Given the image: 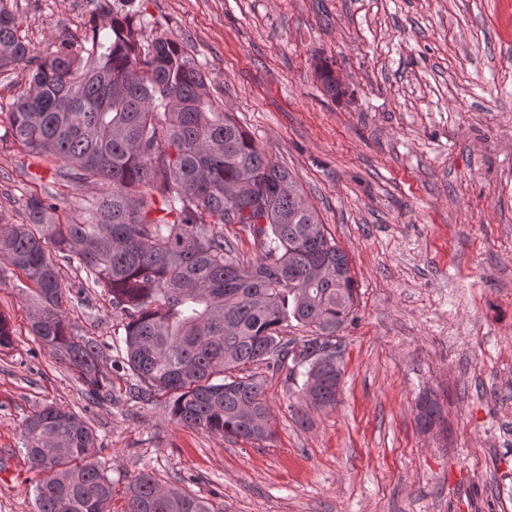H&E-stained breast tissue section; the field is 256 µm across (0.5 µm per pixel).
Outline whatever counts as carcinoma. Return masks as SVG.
I'll return each mask as SVG.
<instances>
[{
  "label": "carcinoma",
  "instance_id": "carcinoma-1",
  "mask_svg": "<svg viewBox=\"0 0 512 512\" xmlns=\"http://www.w3.org/2000/svg\"><path fill=\"white\" fill-rule=\"evenodd\" d=\"M19 17L0 0V70L32 67L29 88L0 104V125L29 154L62 163L65 186L102 184L73 211L56 195L29 191L26 222L0 214V263L31 283L32 333L86 386L88 401L112 395L104 372L111 346L79 336L63 309L61 270L85 273L122 319L126 357L142 401L166 399L179 424L244 441L269 438L264 381L242 376L264 362L304 368V400L337 404L336 333L355 321L356 288L346 254L327 235L294 179L213 102L201 68L169 37L143 44L127 13L90 19L91 37L30 55ZM324 90L342 93L328 66ZM240 224L261 254L245 261L224 239ZM310 329L297 344L280 330ZM421 429L442 423L425 392ZM37 473L36 512H104L112 482L98 437L77 413L46 405L22 428ZM127 512H215L210 502L159 486L143 473L128 486Z\"/></svg>",
  "mask_w": 512,
  "mask_h": 512
}]
</instances>
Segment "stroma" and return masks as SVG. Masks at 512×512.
Returning <instances> with one entry per match:
<instances>
[{
  "label": "stroma",
  "instance_id": "stroma-1",
  "mask_svg": "<svg viewBox=\"0 0 512 512\" xmlns=\"http://www.w3.org/2000/svg\"><path fill=\"white\" fill-rule=\"evenodd\" d=\"M99 0H10L36 56L84 38ZM144 40L175 38L210 95L290 172L344 250L357 320L340 332L336 408L308 407L289 367L257 363L270 438L173 422L109 369L85 387L30 331L25 280L0 273V512H35L21 449L27 416L74 411L98 436L107 512L148 472L218 512H512V0H122ZM333 65L348 96L325 95ZM67 202L48 160L0 127V213L24 223L28 173ZM65 302L78 334L125 356L122 319L98 288ZM444 426H416L422 392Z\"/></svg>",
  "mask_w": 512,
  "mask_h": 512
}]
</instances>
